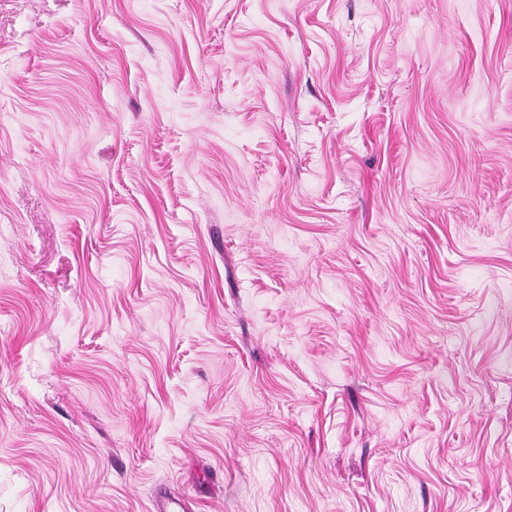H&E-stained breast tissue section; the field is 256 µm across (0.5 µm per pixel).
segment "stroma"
<instances>
[{"label":"stroma","instance_id":"1","mask_svg":"<svg viewBox=\"0 0 512 512\" xmlns=\"http://www.w3.org/2000/svg\"><path fill=\"white\" fill-rule=\"evenodd\" d=\"M512 512V0H0V512Z\"/></svg>","mask_w":512,"mask_h":512}]
</instances>
